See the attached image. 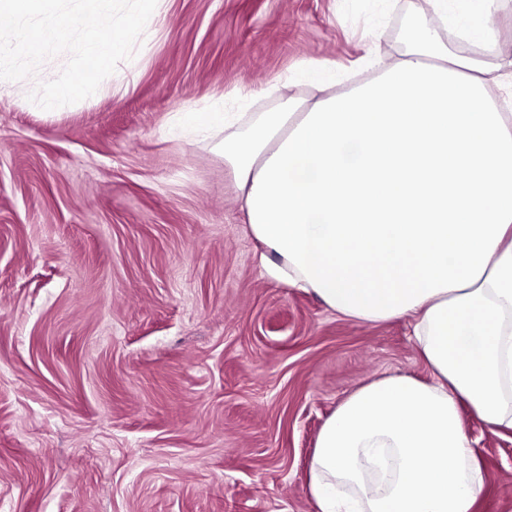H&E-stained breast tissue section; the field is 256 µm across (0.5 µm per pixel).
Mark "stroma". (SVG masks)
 <instances>
[{"mask_svg": "<svg viewBox=\"0 0 512 512\" xmlns=\"http://www.w3.org/2000/svg\"><path fill=\"white\" fill-rule=\"evenodd\" d=\"M425 0H159L112 84L46 114L0 86V512H318L317 436L354 389L429 380L407 321L339 316L264 275L214 142L169 118L342 93L406 50ZM493 44L512 70V0ZM462 418L512 512V430Z\"/></svg>", "mask_w": 512, "mask_h": 512, "instance_id": "obj_1", "label": "stroma"}]
</instances>
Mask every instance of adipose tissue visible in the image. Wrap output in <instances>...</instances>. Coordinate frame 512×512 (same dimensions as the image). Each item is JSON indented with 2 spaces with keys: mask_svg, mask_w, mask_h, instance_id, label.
Wrapping results in <instances>:
<instances>
[{
  "mask_svg": "<svg viewBox=\"0 0 512 512\" xmlns=\"http://www.w3.org/2000/svg\"><path fill=\"white\" fill-rule=\"evenodd\" d=\"M494 0H429L492 42ZM403 59L342 94L261 113L217 148L267 274L366 323L410 320L429 381L350 393L309 468L320 512H474L482 464L461 414L512 430V113L488 64L413 24Z\"/></svg>",
  "mask_w": 512,
  "mask_h": 512,
  "instance_id": "adipose-tissue-1",
  "label": "adipose tissue"
}]
</instances>
